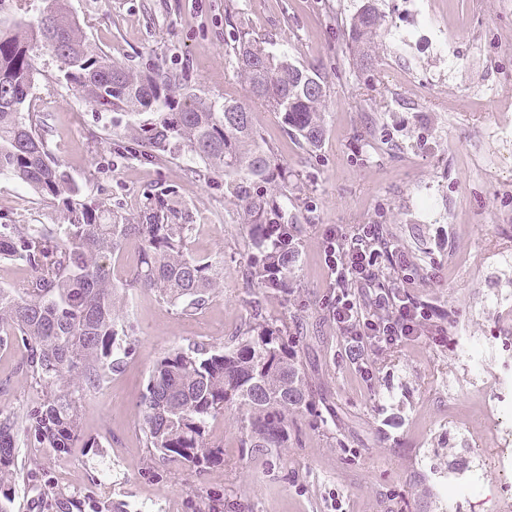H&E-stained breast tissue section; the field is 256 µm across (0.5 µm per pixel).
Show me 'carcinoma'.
Instances as JSON below:
<instances>
[{"label": "carcinoma", "instance_id": "obj_1", "mask_svg": "<svg viewBox=\"0 0 512 512\" xmlns=\"http://www.w3.org/2000/svg\"><path fill=\"white\" fill-rule=\"evenodd\" d=\"M384 35L383 17L373 0H364L349 26L356 65L372 64ZM226 53L250 99L274 112L303 149L318 148L325 135L323 81L237 26ZM44 55L55 59L57 82L101 112L132 118L122 154L160 161L181 149L203 164L199 175L224 176L240 223L252 231L257 254L247 279L257 288L286 297L296 279L294 225L281 223L278 202L288 197V169L263 145L248 104L212 102L179 92L159 73L127 71L88 47L66 0H45L35 19L0 30V176L27 184L62 216L60 224H0V259L33 270L22 287L0 288V332L20 337L25 375L41 394L21 415L0 413V512H11L8 484L18 473H39L35 459H19V434L70 454L80 438V389L100 387L134 350L121 288L148 289L189 315L221 288L224 276L220 262L190 254L195 225L176 222L178 210L168 200L158 199L134 224L121 217L108 222L104 206L81 198L52 154L46 115L30 111ZM131 240L139 243L137 258L118 286L107 261ZM309 389L284 328L257 313L227 345L189 344L156 359L141 401L145 445L199 471L220 465L224 448L213 440L210 422L238 406L246 409L243 444L285 448L294 417L312 410ZM41 501L44 512H86V497L49 481Z\"/></svg>", "mask_w": 512, "mask_h": 512}]
</instances>
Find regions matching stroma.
Masks as SVG:
<instances>
[{"instance_id": "1", "label": "stroma", "mask_w": 512, "mask_h": 512, "mask_svg": "<svg viewBox=\"0 0 512 512\" xmlns=\"http://www.w3.org/2000/svg\"><path fill=\"white\" fill-rule=\"evenodd\" d=\"M68 0L91 48L136 74L161 73L183 91L212 100H247L226 55L230 24L315 70L327 86L326 134L299 147L274 112L253 105L257 131L293 173L294 199L282 217L296 225L297 281L288 298L263 293L246 277L250 231L237 221L223 178L200 179L174 151L163 161L118 155L128 117L101 112L57 83L41 57L31 109L46 113L53 151L89 204L105 203L138 221L150 200L173 199L195 225L190 253L217 258L224 286L195 314L182 316L144 288L125 289V316L137 330L121 370L81 398L84 446L59 456L36 449V478L16 479L12 512H41L39 487L111 502L112 512H438L432 471L481 465L485 496H512V473L497 458L504 443L489 398L475 394L456 351L466 328L488 339L483 368L492 377L512 359V319L485 299L490 284L512 289V265L491 268L489 243L512 246V0H414L448 32V51L405 57L426 84L392 68L398 49L384 39L370 68L347 50L349 23L362 0ZM497 161L487 178L479 159ZM448 204L452 219L431 224L425 195ZM61 218L25 184L0 177V224H57ZM375 224L405 256L398 287L432 308L446 337L351 353L329 308L322 244L327 230ZM283 321L310 381L315 415L300 417L284 448H247L246 412L212 424L224 464L205 471L152 455L144 444L141 396L154 360L192 343H230L255 308ZM20 342L0 348V412L20 414L38 394L22 372Z\"/></svg>"}]
</instances>
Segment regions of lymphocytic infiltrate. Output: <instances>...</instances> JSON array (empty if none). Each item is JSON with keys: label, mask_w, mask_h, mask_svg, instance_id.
<instances>
[{"label": "lymphocytic infiltrate", "mask_w": 512, "mask_h": 512, "mask_svg": "<svg viewBox=\"0 0 512 512\" xmlns=\"http://www.w3.org/2000/svg\"><path fill=\"white\" fill-rule=\"evenodd\" d=\"M375 225L362 224L350 231H331L325 239L324 261L336 290L332 315L341 334L356 346L381 348L398 345L420 336L431 318L430 311L410 295L382 281L383 263L401 261L400 249L377 244ZM373 294L370 310H362L352 287Z\"/></svg>", "instance_id": "lymphocytic-infiltrate-1"}]
</instances>
